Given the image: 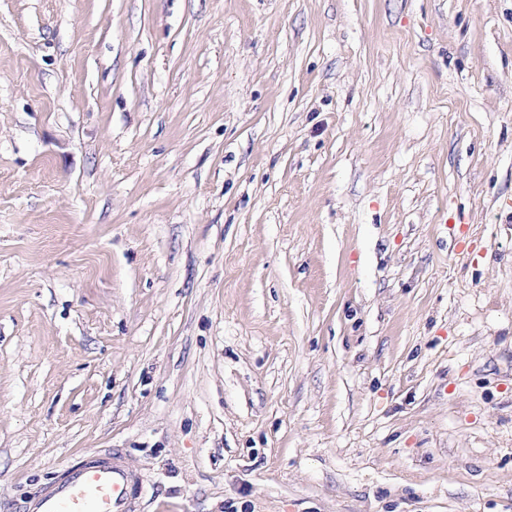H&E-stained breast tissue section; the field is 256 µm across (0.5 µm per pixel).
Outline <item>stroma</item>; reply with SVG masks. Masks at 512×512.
<instances>
[{
  "instance_id": "35a3bbf8",
  "label": "stroma",
  "mask_w": 512,
  "mask_h": 512,
  "mask_svg": "<svg viewBox=\"0 0 512 512\" xmlns=\"http://www.w3.org/2000/svg\"><path fill=\"white\" fill-rule=\"evenodd\" d=\"M512 512V0H0V512ZM142 482L113 451L89 452L42 488L25 512H140Z\"/></svg>"
}]
</instances>
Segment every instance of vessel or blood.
Here are the masks:
<instances>
[{"label":"vessel or blood","mask_w":512,"mask_h":512,"mask_svg":"<svg viewBox=\"0 0 512 512\" xmlns=\"http://www.w3.org/2000/svg\"><path fill=\"white\" fill-rule=\"evenodd\" d=\"M142 482L113 451L87 453L58 481L42 488L26 512H139Z\"/></svg>","instance_id":"obj_1"}]
</instances>
